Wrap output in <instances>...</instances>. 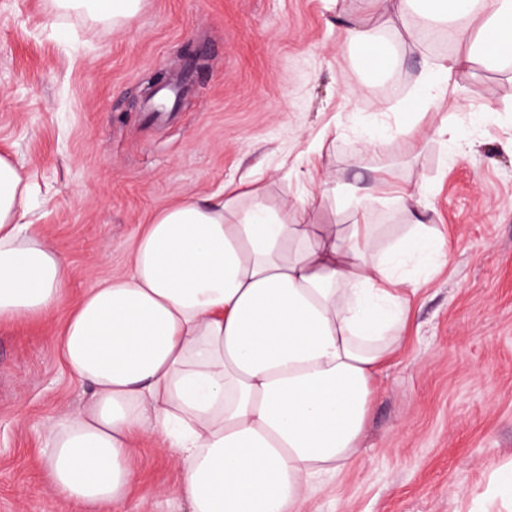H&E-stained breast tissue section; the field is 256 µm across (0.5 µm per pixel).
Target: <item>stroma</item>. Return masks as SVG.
<instances>
[{"mask_svg":"<svg viewBox=\"0 0 512 512\" xmlns=\"http://www.w3.org/2000/svg\"><path fill=\"white\" fill-rule=\"evenodd\" d=\"M356 0H141L126 22L62 13L52 0H0V155L32 186V230L70 266L62 306L37 323L0 322V512H86L62 505L43 467L48 426L90 390L64 365L67 313L125 273L131 245L160 210L245 175L267 206L307 203L310 224H350L305 173L371 184L376 169L422 184L407 212L366 214L380 244L407 225L446 242L417 271L410 321L378 377L370 419L349 466L319 478L302 512H512L494 475L512 462V75L459 72L440 106L407 97L434 45L407 52L366 84L340 46ZM203 70L177 112L149 125L145 91L185 46ZM421 120H414V112ZM457 125L462 148L435 134ZM414 124L366 151L368 132ZM135 481L119 512H189L179 470L150 437L131 456Z\"/></svg>","mask_w":512,"mask_h":512,"instance_id":"obj_1","label":"stroma"}]
</instances>
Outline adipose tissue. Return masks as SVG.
Masks as SVG:
<instances>
[{
  "mask_svg": "<svg viewBox=\"0 0 512 512\" xmlns=\"http://www.w3.org/2000/svg\"><path fill=\"white\" fill-rule=\"evenodd\" d=\"M344 38L370 82L397 66L403 42L386 29L446 32L465 52L433 60L412 100L437 104L475 62L512 68V0H362ZM390 169L373 185L322 196L352 224H307L304 202L285 221L259 192L232 185L161 210L138 236L125 275L90 289L59 331L86 405L50 427L47 480L89 512L123 505L137 436L148 435L180 472L190 512H301L314 477L354 457L382 364L409 319L404 268L433 263L444 243L416 224L380 249L365 214L408 210L421 188ZM29 185L0 156V321L59 308L66 257L25 234Z\"/></svg>",
  "mask_w": 512,
  "mask_h": 512,
  "instance_id": "1",
  "label": "adipose tissue"
}]
</instances>
